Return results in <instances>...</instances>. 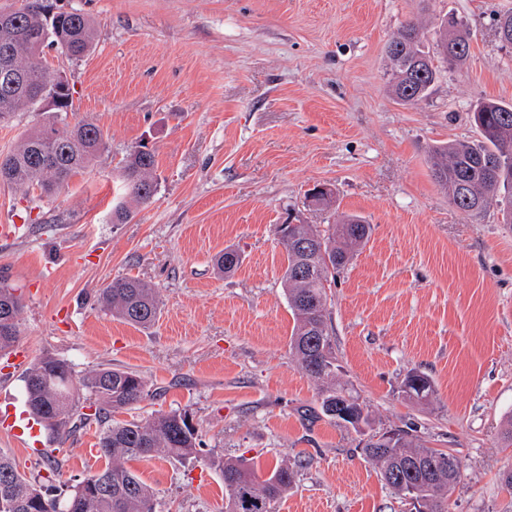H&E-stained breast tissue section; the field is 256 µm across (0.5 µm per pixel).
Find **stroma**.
Returning <instances> with one entry per match:
<instances>
[{
  "mask_svg": "<svg viewBox=\"0 0 512 512\" xmlns=\"http://www.w3.org/2000/svg\"><path fill=\"white\" fill-rule=\"evenodd\" d=\"M96 25L93 51L44 59L73 93L70 122L95 121L106 148L55 193L0 183V283L21 296L18 344L85 373H139L147 396L121 420L187 413L202 454L242 456L262 470L288 460L295 484L278 512H402L356 450L358 434L312 418L318 386L288 350L280 224L318 228L358 215L373 227L336 275L329 312L340 377L375 428H411L454 451L464 476L448 512H512L498 474L512 466L501 432L512 418V226L497 206L471 216L436 183L435 143L474 137L471 107L512 103V46L494 20L512 0H53ZM472 32L464 65L441 66L433 94L392 95L385 47L406 21L432 35L447 13ZM147 142L157 189L125 203L120 173ZM333 188L312 205L314 185ZM242 265L216 267L226 247ZM156 288L161 312L140 330L103 313L112 279ZM425 372L435 393L419 405L401 381ZM98 426L75 433L50 476L47 460L0 434V452L64 497L105 467ZM159 512H220L224 482L202 462H132Z\"/></svg>",
  "mask_w": 512,
  "mask_h": 512,
  "instance_id": "35a3bbf8",
  "label": "stroma"
}]
</instances>
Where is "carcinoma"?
I'll use <instances>...</instances> for the list:
<instances>
[{"label":"carcinoma","mask_w":512,"mask_h":512,"mask_svg":"<svg viewBox=\"0 0 512 512\" xmlns=\"http://www.w3.org/2000/svg\"><path fill=\"white\" fill-rule=\"evenodd\" d=\"M470 29L454 16L435 32V47L427 43L422 27L413 21L393 34L386 46L390 83L396 99L412 104L427 97L437 79L435 57L453 67L470 56ZM95 45L94 23L78 10L49 16L41 0H23L21 7L0 11V60L6 59L18 76L16 87H0V122L14 113L41 104L44 89L57 74L42 60L44 48L56 47L74 59L87 56ZM64 109H47L40 124L18 147L0 158V181L18 187H38L51 193L68 185L81 170L91 167L105 149L101 128L92 121H66L72 106L71 90ZM477 136L471 140L430 147L435 180L448 189L453 204L468 214H479L494 204L512 224V104L489 98L473 110ZM156 159L145 146L131 151L122 167L128 196L147 203L156 191ZM372 226L358 216L330 224L320 232L310 224H296L279 236L287 265L282 281L295 326L289 352L319 385L318 414L339 427L363 431L372 427L371 415L347 383L341 381L333 336L328 326L327 288L336 270L350 262L368 242ZM242 263L241 254L227 248L216 259L217 268L231 274ZM97 304L105 313L135 327L149 329L161 308L156 289L135 277L115 278L99 289ZM20 298L0 285V353L12 348L19 330ZM26 403L31 414L60 441L87 422L99 427L98 453L104 469L75 480L63 501L51 497L18 471L0 452V494L8 507L0 512H155V493L128 467L131 461L167 458L184 462L197 458L198 432L177 411L145 420L115 422L112 413L140 403L145 385L134 371L104 367L84 376L66 362L43 357L26 372ZM404 398L418 404L433 395L431 378L418 369L407 371L400 386ZM88 408L81 411V399ZM362 458L374 465L385 484L415 512H448V495L463 476L461 460L452 452L430 448L403 428L371 435L361 448ZM205 465L224 480V512H277V505L295 481L293 468L279 465L260 475L257 465L243 458L212 453Z\"/></svg>","instance_id":"obj_1"}]
</instances>
